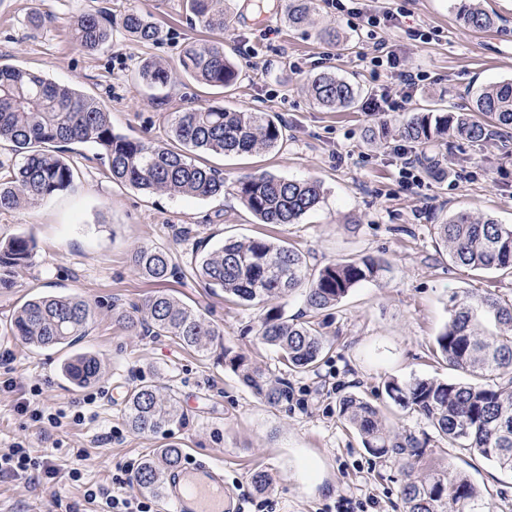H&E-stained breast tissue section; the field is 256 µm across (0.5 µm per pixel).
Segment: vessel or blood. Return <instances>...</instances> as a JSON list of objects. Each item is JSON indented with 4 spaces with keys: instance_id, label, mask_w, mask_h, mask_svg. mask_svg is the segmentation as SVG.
Instances as JSON below:
<instances>
[{
    "instance_id": "b4317fda",
    "label": "vessel or blood",
    "mask_w": 512,
    "mask_h": 512,
    "mask_svg": "<svg viewBox=\"0 0 512 512\" xmlns=\"http://www.w3.org/2000/svg\"><path fill=\"white\" fill-rule=\"evenodd\" d=\"M166 512H241L224 484V468L206 458L173 471L163 492Z\"/></svg>"
}]
</instances>
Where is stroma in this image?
Segmentation results:
<instances>
[{"mask_svg":"<svg viewBox=\"0 0 512 512\" xmlns=\"http://www.w3.org/2000/svg\"><path fill=\"white\" fill-rule=\"evenodd\" d=\"M314 3L311 22L294 28L286 21L287 0H265L261 12L255 0H226L230 25L213 32L195 21L184 0H0V64L41 72L96 99L117 133L165 143L169 113L221 105L272 113L287 134L282 147L252 155L194 152L195 162L224 175L223 194L204 199L146 194L114 183L92 147L73 145L65 153L73 189L0 211V239L29 232L37 241L30 264L14 273L15 288L0 289V453L19 442L33 455L48 456L56 470L52 478L37 472L0 477V512H93L84 498L87 486H110L116 466L140 465L169 441L187 453L216 455L224 463L225 484L234 495L250 494L256 512H404L403 461L369 454L340 417L339 400L355 393L378 402L390 379L456 378L433 354L434 339L449 319L450 296L466 290L512 296V274L455 265L435 230L460 210L512 225V142L445 138L428 149L438 167H422L410 184L400 177L396 155L403 143L397 129L428 101L461 109L469 104L470 89L512 79V0H485L504 24L483 32L462 24L455 0H367L373 12L400 13V26L383 34L387 48L426 76L389 112L368 111L367 102L397 88V72L373 67L370 45L358 30L337 18L325 0ZM100 9L116 16L129 10L147 14L159 37L142 43L116 28L108 45L86 51L74 42L73 25ZM326 25L340 28L343 44L320 39ZM419 29L434 30L433 39L421 42ZM204 42L223 43L239 70L234 86L212 88L179 74L185 47ZM148 61L177 71V79L162 90L149 89L138 79ZM323 71L359 86L355 107L331 111L314 104L307 84ZM384 126L393 136L370 142L371 130ZM255 172L318 180L321 202L298 223H258L236 194L238 180ZM261 235L298 248L314 271L365 254L390 263L383 279L351 289L335 308L315 316L301 293L286 297L287 314L314 317L326 341L313 371L288 370L260 342L265 307L227 301L203 288L196 275L204 256L225 239L245 242ZM140 246L168 250L176 275L164 282L142 276L131 262ZM158 291L203 314L225 346L248 362L286 379L288 401L272 406L259 400L225 369L217 351H187L169 337L113 320V306L130 310ZM37 294L91 303L93 323L77 346L102 362L90 387H73L60 374L73 349H36L11 336L13 314ZM142 382L176 395L182 424L164 434L128 427L125 395ZM31 396L36 409L58 414L56 426L19 411ZM79 411L84 418L78 422ZM389 420L396 430L425 440L419 470L463 472L496 512H512V475L451 447L417 415L398 412ZM75 467L83 474L78 482L68 476ZM258 470L271 478L263 491L252 480Z\"/></svg>","mask_w":512,"mask_h":512,"instance_id":"obj_1","label":"stroma"}]
</instances>
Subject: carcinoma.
Segmentation results:
<instances>
[{
	"mask_svg": "<svg viewBox=\"0 0 512 512\" xmlns=\"http://www.w3.org/2000/svg\"><path fill=\"white\" fill-rule=\"evenodd\" d=\"M185 8L205 29L224 31V0H185ZM457 13L476 31L500 26L503 18L481 7L477 0H460ZM311 0H288L286 19L294 27L309 23ZM118 24L141 42L158 39L159 29L141 12L130 10L118 21L99 11L82 16L74 25L73 39L94 51L112 37ZM183 72L214 88L236 84L239 71L224 52L223 44H190L184 51ZM150 88L162 89L172 73L156 63L139 71ZM308 92L318 106L350 108L358 96L350 82L327 72L315 75ZM471 106L465 112H446L433 106L413 115L399 134L426 149L445 136L471 142L485 140L495 129H512V80L479 86L469 91ZM286 138L283 124L268 112H231L222 107H198L172 113L170 139L149 144L117 134L110 113L78 91L43 76L0 65V141L23 154V162L0 178V210L37 202L72 188L74 174L63 154L69 146L90 144L113 181L148 194L208 198L224 192V177L193 162V151L244 154L271 150ZM237 195L263 224H293L321 201V186L312 180H285L266 173L241 179ZM437 235L458 266L512 274V225L492 218H476L466 211L436 225ZM37 248L30 233H17L0 241V288L14 286L15 269L28 264ZM131 262L148 279L164 281L176 266L160 247H140ZM388 262L375 255L343 259L309 273L305 258L294 248L264 237L230 241L206 255L197 268L205 287L220 289L243 304H266L268 311L258 329V339L274 347L281 362L295 372L314 370L325 341L311 321L286 316L281 300L294 290H305L309 310L321 313L335 307L363 282L379 279ZM449 319L435 337V353L448 366L470 377L468 382L414 378L384 383L386 399L423 418L448 444L494 462L512 473V298L493 293L464 291L449 299ZM135 311L112 307V316L128 328L142 327L154 336H168L181 347L205 352L216 330L199 313L173 296L158 292L144 299ZM93 308L78 296H42L25 301L14 313L11 335L35 347L69 346L88 335ZM224 366L230 368L254 395L275 406L288 399V381L225 347ZM97 356L77 353L63 364L64 376L78 387L94 382L101 373ZM339 414L360 434L364 447L377 458H398L406 466L401 497L406 512H483L485 494L457 471H414L420 443L397 432L380 407L350 394L339 402ZM125 416L137 433L157 434L184 420L179 400L162 395L150 384L131 389L125 398ZM183 450L166 443L141 462L135 480L139 487L158 494L165 474L181 465Z\"/></svg>",
	"mask_w": 512,
	"mask_h": 512,
	"instance_id": "cac0c4a2",
	"label": "carcinoma"
}]
</instances>
